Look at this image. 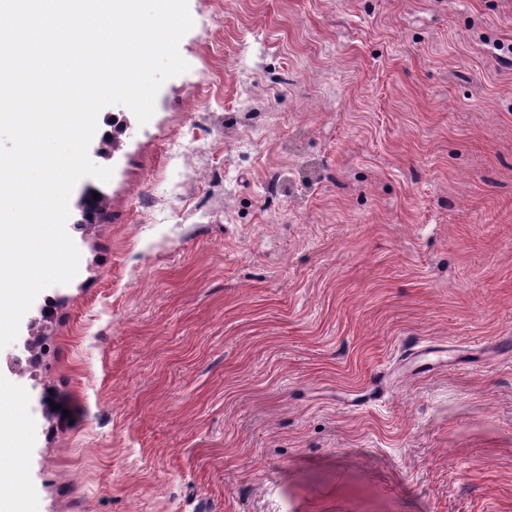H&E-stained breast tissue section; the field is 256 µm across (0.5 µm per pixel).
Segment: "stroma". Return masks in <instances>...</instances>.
Listing matches in <instances>:
<instances>
[{"instance_id":"obj_1","label":"stroma","mask_w":512,"mask_h":512,"mask_svg":"<svg viewBox=\"0 0 512 512\" xmlns=\"http://www.w3.org/2000/svg\"><path fill=\"white\" fill-rule=\"evenodd\" d=\"M188 6L0 373L24 512H512V0Z\"/></svg>"}]
</instances>
